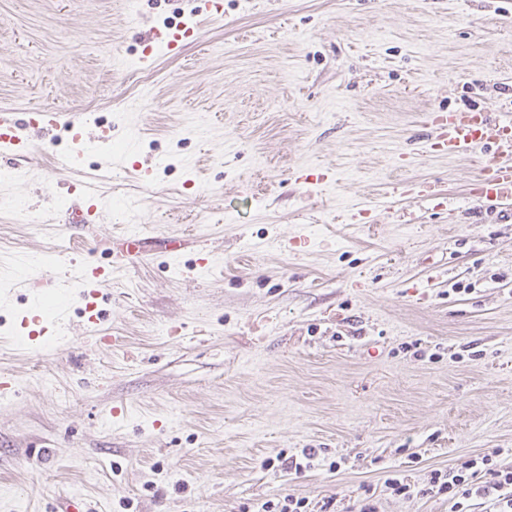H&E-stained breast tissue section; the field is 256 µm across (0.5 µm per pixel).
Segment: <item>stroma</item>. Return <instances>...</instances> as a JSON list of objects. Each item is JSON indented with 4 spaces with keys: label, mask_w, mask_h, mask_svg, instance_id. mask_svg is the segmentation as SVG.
<instances>
[{
    "label": "stroma",
    "mask_w": 512,
    "mask_h": 512,
    "mask_svg": "<svg viewBox=\"0 0 512 512\" xmlns=\"http://www.w3.org/2000/svg\"><path fill=\"white\" fill-rule=\"evenodd\" d=\"M223 3L147 58L150 27L196 0H0V113L61 115L22 127L26 156L0 153V512H256L288 494L450 512L432 470L489 453L512 469V220L478 213L480 158L429 151L425 116L512 113V0ZM72 123L112 139L77 144ZM396 180L440 194L393 198ZM86 192L100 221L64 223ZM128 230L152 245L113 272L96 335L14 336L48 301L80 321L16 279L107 264Z\"/></svg>",
    "instance_id": "obj_1"
}]
</instances>
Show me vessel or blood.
Here are the masks:
<instances>
[{"mask_svg":"<svg viewBox=\"0 0 512 512\" xmlns=\"http://www.w3.org/2000/svg\"><path fill=\"white\" fill-rule=\"evenodd\" d=\"M194 28L181 24L166 30L154 29L145 37L146 46L161 43L168 49H179L192 37ZM430 132L428 146L434 152L453 156H477L484 164L469 194L488 212L505 213L512 205V113L491 115L486 112H433L426 120ZM0 150L24 155L28 146L18 134V125L6 116H0ZM102 212L96 197L81 196L68 215L69 222L89 224ZM148 240L136 233H125L115 238L112 265H79L71 269L70 279L84 306L83 328L94 331L98 324L97 298L111 278L113 269L126 265L132 257L145 253ZM20 329L28 340L39 341L51 337L49 322L41 316L23 317Z\"/></svg>","mask_w":512,"mask_h":512,"instance_id":"obj_1","label":"vessel or blood"}]
</instances>
